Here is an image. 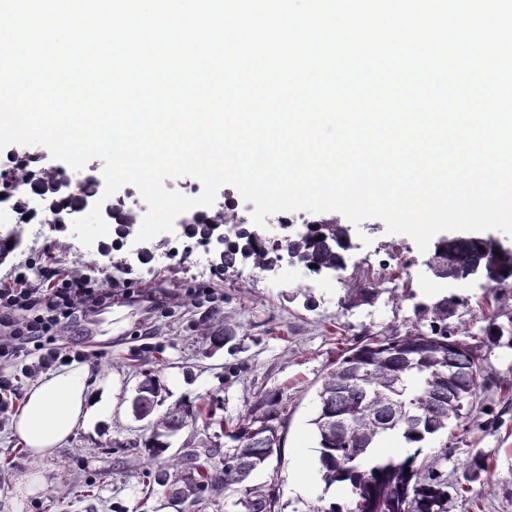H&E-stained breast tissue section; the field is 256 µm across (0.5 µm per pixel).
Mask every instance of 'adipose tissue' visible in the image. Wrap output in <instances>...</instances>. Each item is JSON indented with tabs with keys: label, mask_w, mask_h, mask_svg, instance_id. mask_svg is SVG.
Masks as SVG:
<instances>
[{
	"label": "adipose tissue",
	"mask_w": 512,
	"mask_h": 512,
	"mask_svg": "<svg viewBox=\"0 0 512 512\" xmlns=\"http://www.w3.org/2000/svg\"><path fill=\"white\" fill-rule=\"evenodd\" d=\"M89 376L88 366L75 364L41 376L30 386L13 430L33 459L53 458L78 425L111 407V382L93 385Z\"/></svg>",
	"instance_id": "1"
}]
</instances>
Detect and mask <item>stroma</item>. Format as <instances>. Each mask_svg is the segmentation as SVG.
Returning <instances> with one entry per match:
<instances>
[{
    "label": "stroma",
    "mask_w": 512,
    "mask_h": 512,
    "mask_svg": "<svg viewBox=\"0 0 512 512\" xmlns=\"http://www.w3.org/2000/svg\"><path fill=\"white\" fill-rule=\"evenodd\" d=\"M349 235V271L380 277L377 297L350 308L347 283L302 275L296 265L284 263L274 272L247 266L227 276L217 269L212 249L186 257L171 252L183 238L178 226L166 235L168 248L143 263L129 255L136 246L132 239L120 248L105 236L87 248L71 228L24 225L22 246L0 263V286L22 270L33 287H45L44 266L100 281L115 265L126 264L127 270L118 274L120 285L97 317L24 346L15 362L0 367L20 399L33 382L30 369L50 349L81 352L92 381L113 383L111 409L78 427L59 453L42 463L48 488L19 502L14 480L34 465L12 434V415L0 416V512H176L163 494L144 496L134 476L143 462L148 423L134 418L131 401L148 373L163 385L165 406L210 403L232 424L260 396H278L285 418L281 454L255 483L274 490L278 512H326L330 505H345L347 492L321 478L312 424L317 391L339 348L364 333L415 322L421 307L446 296L465 301L452 319L459 330L476 334L488 324L477 307L485 294L479 283L433 278L426 253L408 236L387 233L378 219L350 228ZM402 267L411 280L406 292L389 278ZM224 327L233 340L213 348L210 332ZM481 367L488 387L448 441V512H512V341L504 337L482 349ZM477 454L491 459L488 481L457 495L461 462Z\"/></svg>",
    "instance_id": "obj_1"
}]
</instances>
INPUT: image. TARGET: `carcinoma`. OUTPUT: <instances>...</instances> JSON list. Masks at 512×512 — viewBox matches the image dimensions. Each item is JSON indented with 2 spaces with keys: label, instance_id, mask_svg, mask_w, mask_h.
Returning <instances> with one entry per match:
<instances>
[{
  "label": "carcinoma",
  "instance_id": "1",
  "mask_svg": "<svg viewBox=\"0 0 512 512\" xmlns=\"http://www.w3.org/2000/svg\"><path fill=\"white\" fill-rule=\"evenodd\" d=\"M0 187L24 190L14 196L19 215L14 232L0 234V262L22 243V224L32 197L50 213L49 223L59 224L65 212H79L100 196L99 181L92 180L83 192L66 184L51 167L0 170ZM224 214L219 210L191 217L187 234L222 247L219 268L225 273L243 266L269 271L284 260L317 275L340 278L346 270L348 237L345 227L334 221L307 224L303 231L276 241L241 229L232 243L214 240V226L224 224ZM111 219L117 235H134L137 223L132 212L114 207ZM431 257L438 270H449L461 281L481 278L475 272L480 264L488 274L489 291L512 287V248L497 246L488 238H441ZM431 314L427 330L415 322L387 334L364 335L341 350L321 384L318 414L312 420L320 471L327 484L347 489V512H448V430L461 419L448 405V391L460 389L471 400L479 399L485 389L481 347L512 336V312L506 326L492 316L479 344L460 338L458 328L448 323L454 316L453 302L445 298L436 302ZM162 391L159 380L146 375L133 400L134 415L142 419L153 415ZM279 417L280 402L266 396L229 430L211 408L191 401L172 405L151 422V433L143 442L148 456L140 469L145 492L161 491L166 498L182 502L186 512H197L224 489L242 485L244 512H278L277 500L268 490L249 481L280 451ZM198 421L223 431L215 438L223 436L230 444L169 452V438ZM387 439L395 441L402 453L378 455L376 448ZM462 467L468 482L488 472L478 456L464 460Z\"/></svg>",
  "mask_w": 512,
  "mask_h": 512
}]
</instances>
